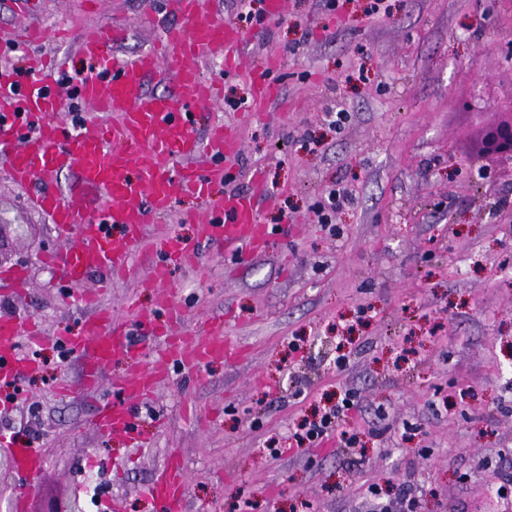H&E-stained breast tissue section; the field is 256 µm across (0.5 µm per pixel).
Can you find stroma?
I'll return each mask as SVG.
<instances>
[{
    "mask_svg": "<svg viewBox=\"0 0 512 512\" xmlns=\"http://www.w3.org/2000/svg\"><path fill=\"white\" fill-rule=\"evenodd\" d=\"M241 31L254 66L271 57L275 99L253 110L249 75L204 65L222 99L198 110L242 140L217 195L247 192L260 174L273 193L258 206L274 232L267 255L203 246L205 266L170 270L181 329L223 336V360L175 365L169 381L135 404L147 442L101 435L89 421L114 383L147 358L109 363L96 391L62 398L78 382L77 357L59 360L55 332H77L80 286L42 263L60 236L28 204L29 189L0 173V208L31 225L5 238L9 269L27 293L0 295L8 313L40 320L48 336L39 370L16 399L0 403V432L43 449L29 494L20 471L0 473V512H37L51 498L80 495L84 512H159L146 490L171 455L183 460L188 512H373L375 484L396 500L416 490L418 512H512V177L470 179L480 125L512 110V0H285L265 25L236 0H210ZM47 30L89 23L123 29L134 56L160 30L143 0H0V31L26 22ZM344 111L340 125L326 113ZM352 197L331 224L317 204L330 187ZM152 252L113 280L105 301L154 306L144 281ZM298 339L302 354L290 352ZM348 364L337 370V354ZM353 391L355 444L300 451L288 428Z\"/></svg>",
    "mask_w": 512,
    "mask_h": 512,
    "instance_id": "obj_1",
    "label": "stroma"
}]
</instances>
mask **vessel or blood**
I'll return each mask as SVG.
<instances>
[{"label":"vessel or blood","instance_id":"vessel-or-blood-1","mask_svg":"<svg viewBox=\"0 0 512 512\" xmlns=\"http://www.w3.org/2000/svg\"><path fill=\"white\" fill-rule=\"evenodd\" d=\"M167 4L176 23L163 26L161 40L136 56L118 54L119 31L90 28L82 33L77 53L96 73L75 87L89 108L75 129L56 119L63 110L58 93L62 59L28 55L35 84L26 88L18 73L0 66V168L18 186L38 184L30 204L66 240L44 254V263L78 282L96 270L130 271L145 241L155 245L157 258L147 274L148 284L157 290L155 311L136 313L129 321L115 319L101 306L99 289H90L79 298L88 313L80 334L60 338L81 359L78 384L65 381L59 387L65 396L77 385L98 387L103 368L128 353L133 334H140L145 352L150 338L165 339L144 370L115 384L111 400L100 403L91 426L102 433L133 435V402L168 379L172 361L201 368L224 356L223 340L172 332L180 310L167 289L171 266H198L203 243L261 255L273 238L272 230L259 222L257 204L267 196L260 179H253L246 194L218 199L209 194L212 183L227 179L224 159L240 152L239 140L225 135L220 125L202 135L193 129L194 109L217 96L215 84L202 75V64L220 59L226 71H238L245 38L225 26L205 0ZM152 80L172 82L173 93L148 91ZM64 172L76 178L75 188L66 194L58 188ZM180 193L194 194L205 205L196 240L172 230L151 238L153 224ZM43 337L35 320L0 316V387L32 369V360L20 352L23 346L39 345ZM15 455L30 477L44 462L42 449L30 445L16 449ZM148 493L159 501L161 512H182L188 486L179 456L170 457Z\"/></svg>","mask_w":512,"mask_h":512}]
</instances>
